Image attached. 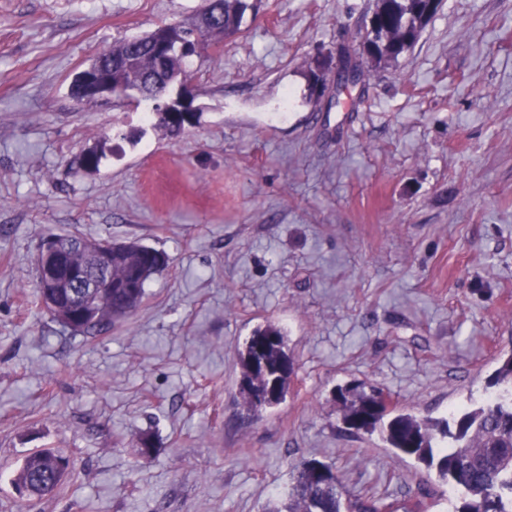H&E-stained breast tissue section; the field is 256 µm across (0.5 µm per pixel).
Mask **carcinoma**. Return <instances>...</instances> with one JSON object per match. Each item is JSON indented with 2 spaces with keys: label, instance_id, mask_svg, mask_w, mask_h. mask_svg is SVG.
<instances>
[{
  "label": "carcinoma",
  "instance_id": "obj_1",
  "mask_svg": "<svg viewBox=\"0 0 512 512\" xmlns=\"http://www.w3.org/2000/svg\"><path fill=\"white\" fill-rule=\"evenodd\" d=\"M246 8L245 0H204L199 16L207 19L205 26L174 24L171 29L196 35L203 48L213 36L228 38L239 32ZM375 8L379 26L361 34L360 43L376 44V53L366 63L378 67L397 61L411 49L436 14L428 10V0H376ZM128 43L127 38L119 39L98 51L95 59L103 64L118 63L126 55ZM182 71L183 60L173 58L159 72L152 54L144 52L138 55L134 68L125 73V82L138 80L145 92L152 93ZM151 252L168 260L164 252L138 242L112 253V283H121L136 271L137 287L128 292L118 288L104 290L92 305L96 321L82 335L100 336L140 308L147 282L161 271L149 260ZM237 364L238 404L246 418H258L285 399L295 364L288 353L286 336L278 326L268 323L256 328L238 350ZM490 385L500 390L481 405L453 412L444 420L395 414L384 404L379 391H367L362 384L337 388L335 399L345 429L378 432L396 456L435 472L438 481L451 492L448 512H512V354L500 359ZM269 390L276 394L273 403L263 400ZM64 461L66 458L54 451H33L22 460L12 483L33 498L55 495L68 474L62 469ZM409 508L408 502L397 505L383 496L345 498L335 467L308 460L292 472L286 510L268 512H409Z\"/></svg>",
  "mask_w": 512,
  "mask_h": 512
}]
</instances>
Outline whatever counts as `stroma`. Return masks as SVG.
<instances>
[{
  "label": "stroma",
  "mask_w": 512,
  "mask_h": 512,
  "mask_svg": "<svg viewBox=\"0 0 512 512\" xmlns=\"http://www.w3.org/2000/svg\"><path fill=\"white\" fill-rule=\"evenodd\" d=\"M200 3L0 0V512H265L311 458L350 497L414 499L424 466L345 430L336 387L445 418L512 353V0H443L334 100L311 73L358 47L375 0H247L240 31L194 57L197 119L175 136L137 102L72 97L102 47ZM101 142L96 171L72 169ZM50 233L169 264L89 339L34 292ZM268 322L295 386L246 421L237 351ZM36 448L72 464L42 500L12 485Z\"/></svg>",
  "instance_id": "1"
}]
</instances>
